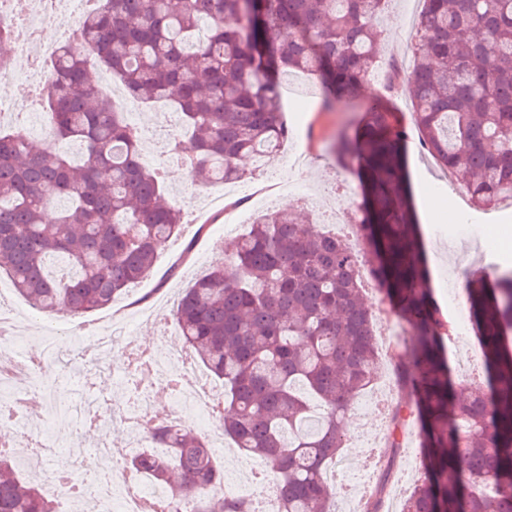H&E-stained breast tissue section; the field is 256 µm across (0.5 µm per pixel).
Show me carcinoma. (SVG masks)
I'll list each match as a JSON object with an SVG mask.
<instances>
[{
	"mask_svg": "<svg viewBox=\"0 0 512 512\" xmlns=\"http://www.w3.org/2000/svg\"><path fill=\"white\" fill-rule=\"evenodd\" d=\"M389 0H101L47 66L44 109L56 140L80 153L37 148L0 127V271L40 314L71 317L112 304L151 275L179 231L162 174L138 160L137 128L91 83L94 67L146 107L170 102L174 139L196 185L236 183L244 157L269 156L284 138L281 74L314 75L321 111L356 101L372 73L387 91L409 88L423 143L470 175L473 208L512 201V0H423L410 70L380 61ZM380 97L354 136H337L342 164L359 165L355 206L361 255L295 213L261 216L225 244L224 264L197 279L173 311L182 345L224 383V436L276 474L273 512H331L327 467L345 447L346 420L376 379L374 318L362 300L358 257L375 272L381 312L415 341L391 350L404 401L388 408L390 454L361 512H383L406 416L426 457L402 512H512V265L469 281L472 333L483 357L458 393L448 364L453 326L428 287L404 169L405 136ZM64 200L55 221L44 213ZM155 446L126 466L167 491V512H255L216 497L224 466L205 438L179 424L154 428ZM464 469L462 482L448 472ZM0 512H59L58 499L24 480L0 453Z\"/></svg>",
	"mask_w": 512,
	"mask_h": 512,
	"instance_id": "obj_1",
	"label": "carcinoma"
}]
</instances>
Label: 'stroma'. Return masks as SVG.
<instances>
[{
    "mask_svg": "<svg viewBox=\"0 0 512 512\" xmlns=\"http://www.w3.org/2000/svg\"><path fill=\"white\" fill-rule=\"evenodd\" d=\"M422 0H390L382 15V61L393 60L408 66L413 61L411 45L415 40L416 24L422 10ZM288 122L298 129L297 139L288 141L281 153L271 156L263 171L256 172L236 183L234 190L226 196L225 204L236 207L240 197L254 189L273 185L286 177L283 166L285 155L303 154L304 160L295 179L302 195L321 200L322 208L314 210L312 218L319 227L335 228L336 192L340 184L355 185L356 180L347 166L340 164L328 149L329 142L337 132L353 133L355 123L364 101L372 97L370 87H363L362 98L357 102L340 100L332 112L319 109L321 90L318 82L310 75L293 71L287 73ZM391 106L400 125L407 134L408 165L407 179L413 191L416 204L421 240L427 253L431 269V286L440 307H447L448 297L445 286L464 289L473 271H493L495 267L512 264V243L500 247L487 240L488 224H497L504 235L512 240V207L503 206L494 215L473 212L468 229L456 237H449L446 227L441 226L434 211L429 210L430 198L441 203L460 207L468 196L463 187L462 177L453 182L434 187V176L439 171L436 161L425 153L420 137L414 126L412 105L405 92H398L392 98ZM155 109H142L134 124L141 140L151 145L150 167L162 169L168 178L166 187L170 199L187 213L188 222L181 234L169 241L157 258V272L130 288L129 292L112 304L70 319L64 316L46 318L39 316L15 290L0 294V306L12 309L14 333L21 336L22 348L28 349L40 344L43 337L68 334L75 325L86 326L96 331L103 326L120 322L126 325L136 338H150L152 344H162L164 339H177V329H165L177 290L189 286L197 277L208 272L215 265V254L220 251L226 236L243 234L242 224H228L223 214L211 208L208 196L220 193V186L211 189H196L189 179L172 182L173 173L182 170L179 156L166 148V129L158 121ZM174 268V275H167V268ZM396 397L393 365L388 359H381L377 378L369 390L352 408L348 420V434L342 458L350 466L340 472L336 485V499L332 506L337 512H348L353 503L347 495L348 489L366 493L370 473L364 466L360 454L361 446L383 448L386 426L374 405L381 396ZM48 428L59 440L58 447L46 449L42 455L45 468L56 469L59 462H67L70 473L82 476L86 464L96 450L98 442L92 434L80 428L71 417L62 415L49 423ZM424 460V450L416 420H409L398 451L395 478L399 487H408L418 477Z\"/></svg>",
    "mask_w": 512,
    "mask_h": 512,
    "instance_id": "obj_1",
    "label": "stroma"
}]
</instances>
